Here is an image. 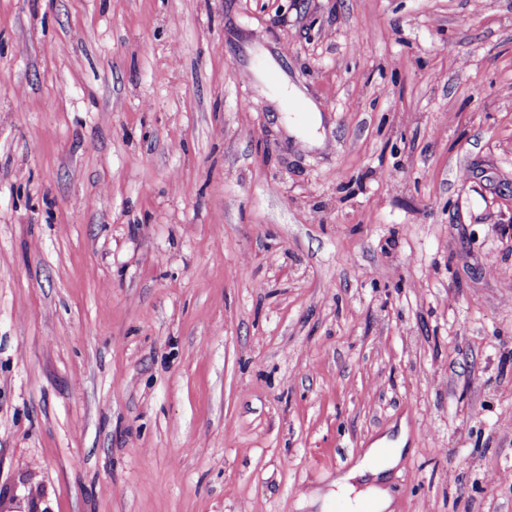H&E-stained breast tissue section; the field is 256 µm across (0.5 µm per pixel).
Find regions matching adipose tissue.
I'll return each instance as SVG.
<instances>
[{
    "mask_svg": "<svg viewBox=\"0 0 512 512\" xmlns=\"http://www.w3.org/2000/svg\"><path fill=\"white\" fill-rule=\"evenodd\" d=\"M402 451L388 449L376 443L367 448L358 462L347 471L339 473L332 480L328 491L314 490L301 496L300 508L309 512L310 508L324 506L334 496L348 500L352 512H394L396 507L390 491V473L401 460Z\"/></svg>",
    "mask_w": 512,
    "mask_h": 512,
    "instance_id": "1",
    "label": "adipose tissue"
}]
</instances>
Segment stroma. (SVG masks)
I'll return each instance as SVG.
<instances>
[{"instance_id":"obj_1","label":"stroma","mask_w":512,"mask_h":512,"mask_svg":"<svg viewBox=\"0 0 512 512\" xmlns=\"http://www.w3.org/2000/svg\"><path fill=\"white\" fill-rule=\"evenodd\" d=\"M403 425L395 512H512V0H0V512H298Z\"/></svg>"}]
</instances>
